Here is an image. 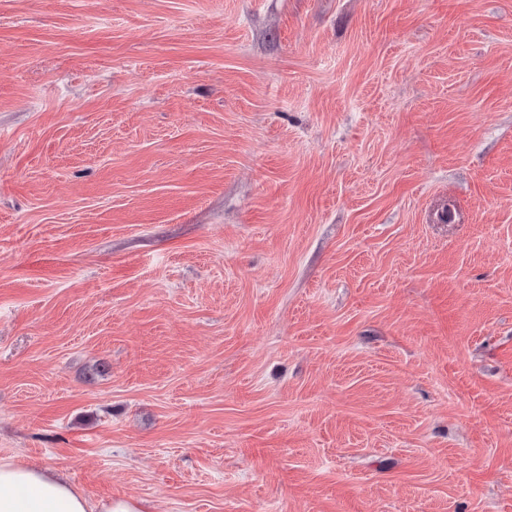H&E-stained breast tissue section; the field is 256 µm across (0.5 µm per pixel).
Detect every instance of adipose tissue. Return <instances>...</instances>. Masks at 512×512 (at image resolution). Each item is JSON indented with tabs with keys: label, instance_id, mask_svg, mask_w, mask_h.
Masks as SVG:
<instances>
[{
	"label": "adipose tissue",
	"instance_id": "adipose-tissue-1",
	"mask_svg": "<svg viewBox=\"0 0 512 512\" xmlns=\"http://www.w3.org/2000/svg\"><path fill=\"white\" fill-rule=\"evenodd\" d=\"M0 512H146L141 502H93L65 477L47 470L0 462Z\"/></svg>",
	"mask_w": 512,
	"mask_h": 512
}]
</instances>
